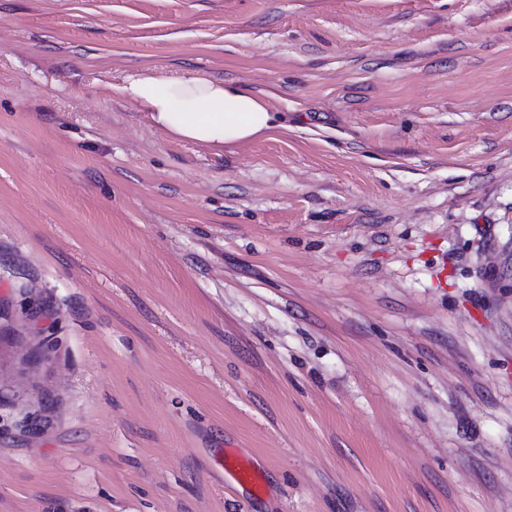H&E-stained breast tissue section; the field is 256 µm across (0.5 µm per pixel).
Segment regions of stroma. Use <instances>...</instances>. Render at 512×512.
I'll return each mask as SVG.
<instances>
[{
    "mask_svg": "<svg viewBox=\"0 0 512 512\" xmlns=\"http://www.w3.org/2000/svg\"><path fill=\"white\" fill-rule=\"evenodd\" d=\"M0 373V512H512V0H0ZM120 91L145 111L157 130L203 146L240 145L287 128L261 96L231 82L143 74L129 79ZM224 470L229 473L237 483H249L256 491H261V482L258 473L250 466L238 461L227 462Z\"/></svg>",
    "mask_w": 512,
    "mask_h": 512,
    "instance_id": "stroma-1",
    "label": "stroma"
}]
</instances>
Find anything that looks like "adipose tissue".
Masks as SVG:
<instances>
[{"label":"adipose tissue","mask_w":512,"mask_h":512,"mask_svg":"<svg viewBox=\"0 0 512 512\" xmlns=\"http://www.w3.org/2000/svg\"><path fill=\"white\" fill-rule=\"evenodd\" d=\"M120 91L145 111L157 130L203 146L244 144L282 126L261 96L231 82L143 74L129 79Z\"/></svg>","instance_id":"obj_1"}]
</instances>
